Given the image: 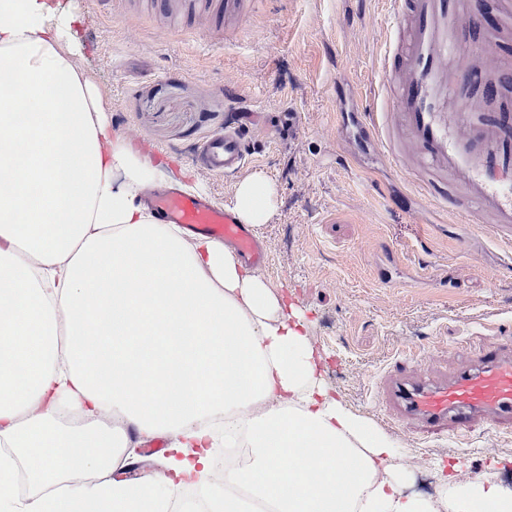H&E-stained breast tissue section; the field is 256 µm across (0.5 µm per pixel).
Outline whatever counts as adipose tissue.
<instances>
[{"label":"adipose tissue","mask_w":512,"mask_h":512,"mask_svg":"<svg viewBox=\"0 0 512 512\" xmlns=\"http://www.w3.org/2000/svg\"><path fill=\"white\" fill-rule=\"evenodd\" d=\"M78 23L58 0H0V512H163L186 485L209 512H512L490 473L440 470L435 495L404 493V453L325 384L300 309L151 211L143 192L172 162L104 120L72 63ZM276 200L257 174L235 210L261 224ZM156 437L162 471L110 477ZM223 447L249 457L218 485Z\"/></svg>","instance_id":"1"}]
</instances>
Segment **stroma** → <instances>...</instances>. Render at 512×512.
<instances>
[{"label":"stroma","instance_id":"1","mask_svg":"<svg viewBox=\"0 0 512 512\" xmlns=\"http://www.w3.org/2000/svg\"><path fill=\"white\" fill-rule=\"evenodd\" d=\"M59 3L80 20L73 62L97 86L115 131L171 157L218 203L234 202L254 174L274 184L276 207L255 227L270 256L263 275L302 310L325 354L323 377L343 402L427 472L458 464L512 479V433L424 435L373 400L404 352L431 373L449 350L477 356L512 328V241L421 197L359 137L365 114L382 105L396 26L388 0H250L253 21L236 31L185 0ZM237 112H292L298 122L291 134L250 138L238 173L197 167L196 148Z\"/></svg>","mask_w":512,"mask_h":512}]
</instances>
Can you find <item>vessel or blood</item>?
Here are the masks:
<instances>
[{"label":"vessel or blood","instance_id":"obj_1","mask_svg":"<svg viewBox=\"0 0 512 512\" xmlns=\"http://www.w3.org/2000/svg\"><path fill=\"white\" fill-rule=\"evenodd\" d=\"M396 29L384 59L381 116L362 127L368 142L401 171L447 178L464 224L512 240V0H498L495 28L468 32L484 0H390ZM245 123L234 118L200 146L212 172L241 170ZM164 223L223 241L248 265L266 268L269 253L232 207L177 189L146 191ZM378 401L392 419L431 435L463 437L476 429L512 430V337L482 358L438 378L398 362L380 383Z\"/></svg>","mask_w":512,"mask_h":512}]
</instances>
